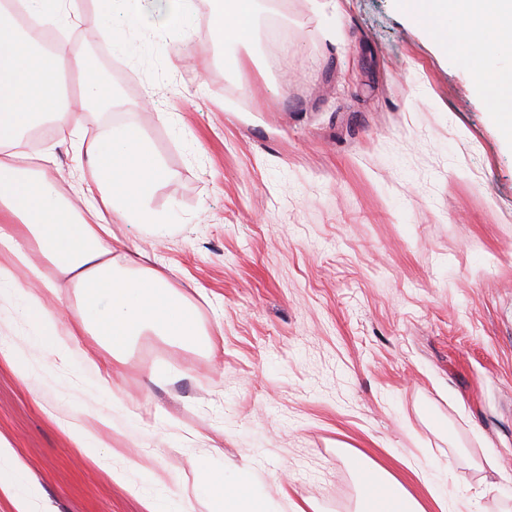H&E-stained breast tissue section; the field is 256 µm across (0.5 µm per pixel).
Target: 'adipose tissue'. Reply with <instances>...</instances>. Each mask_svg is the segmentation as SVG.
I'll return each instance as SVG.
<instances>
[{
  "mask_svg": "<svg viewBox=\"0 0 512 512\" xmlns=\"http://www.w3.org/2000/svg\"><path fill=\"white\" fill-rule=\"evenodd\" d=\"M401 10L454 50L459 21L467 33L477 31L512 46V0H398ZM256 0H224V40H250ZM67 42L43 47L0 4V300H8L33 340L47 344L59 362H67L78 337H91L85 353L95 369L124 362L131 342L156 336L175 345L215 351L217 341L203 329L193 302L148 255L116 258L112 222L162 228L167 217L154 213L149 201L164 176L159 158L139 128L119 123L102 139L87 143L78 136L92 106L113 102L115 92L93 72L85 71L79 111L64 96ZM477 87L494 82L490 109L512 133V73L492 72L480 52L470 56ZM50 127L67 132L76 154L86 156L82 176L83 207L65 201L42 167L22 166L28 155L27 134ZM73 292L78 314L65 322L44 305L48 296ZM362 494L359 512H426L385 468L359 455L354 461ZM195 485L209 512H282L252 478L249 466H224L211 472L194 465ZM0 490L10 493L17 512H34L39 488L22 480L10 444L0 439Z\"/></svg>",
  "mask_w": 512,
  "mask_h": 512,
  "instance_id": "adipose-tissue-1",
  "label": "adipose tissue"
}]
</instances>
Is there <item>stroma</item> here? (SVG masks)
Returning a JSON list of instances; mask_svg holds the SVG:
<instances>
[{"label": "stroma", "mask_w": 512, "mask_h": 512, "mask_svg": "<svg viewBox=\"0 0 512 512\" xmlns=\"http://www.w3.org/2000/svg\"><path fill=\"white\" fill-rule=\"evenodd\" d=\"M71 54L107 43L94 0H73ZM276 17L227 44L192 0L172 31L151 0L127 32L135 55L104 54L118 110L86 140L137 126L164 167L150 200L166 236L114 224L125 249L155 255L196 305L212 356L142 337L109 383L73 345L67 366L0 322L18 352L0 360V437L38 483L41 512H146L115 483L207 512L190 460L220 445L259 487L321 512H356L363 453L448 512H512V139L472 83L464 49L443 51L397 0H346V42L324 35L317 0H258ZM65 197L80 180L52 139ZM168 365L179 382L157 386ZM122 409H115V402ZM102 431L100 459L59 427Z\"/></svg>", "instance_id": "stroma-1"}]
</instances>
